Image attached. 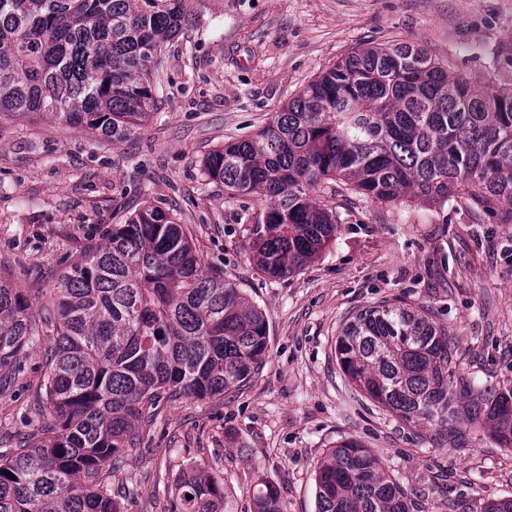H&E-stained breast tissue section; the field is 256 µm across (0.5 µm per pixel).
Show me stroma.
<instances>
[{"label": "stroma", "instance_id": "1", "mask_svg": "<svg viewBox=\"0 0 512 512\" xmlns=\"http://www.w3.org/2000/svg\"><path fill=\"white\" fill-rule=\"evenodd\" d=\"M192 24L167 43L164 94L145 128L112 143L57 120L0 118V279L32 310L64 267L143 206L183 224L205 267L243 288L269 325L268 358L223 398L162 400L109 478L124 512H171L184 473L224 487L223 512H252L260 482L282 512H318L315 470L355 439L423 512H483L512 497V450L488 435L459 443L410 428L357 390L336 336L389 301L427 309L474 386H512V224L341 192L332 245L287 279L259 271L251 243L265 205L228 198L203 160L253 136L328 66L358 47L407 42L478 87L512 88V0H189ZM42 345L20 373L0 369V448L38 426Z\"/></svg>", "mask_w": 512, "mask_h": 512}]
</instances>
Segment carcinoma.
I'll return each mask as SVG.
<instances>
[{"instance_id":"carcinoma-1","label":"carcinoma","mask_w":512,"mask_h":512,"mask_svg":"<svg viewBox=\"0 0 512 512\" xmlns=\"http://www.w3.org/2000/svg\"><path fill=\"white\" fill-rule=\"evenodd\" d=\"M188 0H0V114L86 127L112 143L157 108L165 43L189 23ZM204 175L230 199L265 202L252 258L288 278L332 242L333 197L465 209L512 224V90L478 89L423 47L362 48L328 67L254 137L212 150ZM0 281V367L17 365L40 329V427L0 454V512H121L106 474L162 397L205 400L250 380L268 353L262 312L204 268L182 225L156 206L115 224L67 266L35 317ZM340 368L405 425L458 436L483 427L512 448V388L456 377L448 330L413 308L362 310L336 341ZM10 471L14 477L4 474ZM318 512H414L400 481L357 440L316 472ZM223 486L198 469L171 512H220ZM275 485L254 512H280Z\"/></svg>"}]
</instances>
